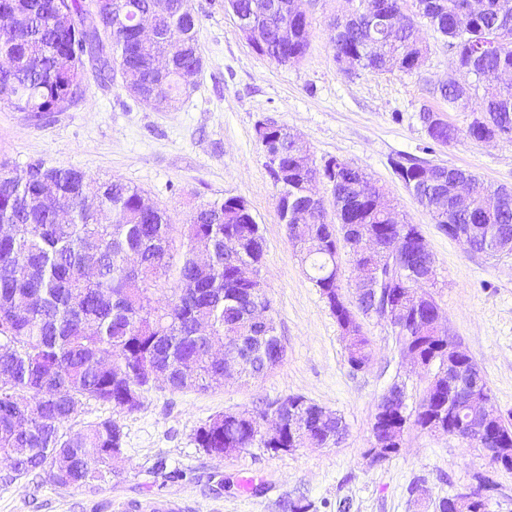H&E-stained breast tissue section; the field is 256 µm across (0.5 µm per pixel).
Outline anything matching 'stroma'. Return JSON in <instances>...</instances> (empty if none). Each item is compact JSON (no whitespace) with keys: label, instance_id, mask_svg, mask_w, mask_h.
<instances>
[{"label":"stroma","instance_id":"35a3bbf8","mask_svg":"<svg viewBox=\"0 0 512 512\" xmlns=\"http://www.w3.org/2000/svg\"><path fill=\"white\" fill-rule=\"evenodd\" d=\"M200 19L202 71L173 110L141 103L122 79L98 83L85 74L82 99L61 112H19L0 104V164L23 171L33 160L75 168L95 179L117 177L165 209L174 225L193 209L227 197L245 199L265 240L261 274L286 355L280 366L248 383L205 392L156 385L142 407L124 413L123 461L97 489L60 488L35 475L4 482L0 512H141L164 496L180 512H423L419 490L438 502L464 490L484 460L467 442L408 426L391 459L370 464L371 423L379 397L393 382L415 408L428 379L404 364L390 327L368 317L373 359L351 369L340 329L319 289L303 272L277 212V188L256 141L255 125L270 118L295 130L316 165L337 158L365 171L394 199L403 221L418 225L436 261L428 287L450 336L481 368L491 405L512 423V253L467 249L433 224L393 171L409 156L477 174L512 188V142L468 138L442 146L427 135L421 107L459 128L470 109L448 106L432 88L454 65L441 35L419 20L426 49L418 72L347 74L335 59L330 23L345 0H307L309 48L294 65L257 54L224 0H187ZM291 395L340 414L345 438L330 448L288 453L263 448L217 457L198 448L197 428L227 411L260 410Z\"/></svg>","mask_w":512,"mask_h":512}]
</instances>
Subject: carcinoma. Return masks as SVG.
I'll return each instance as SVG.
<instances>
[{"instance_id":"1","label":"carcinoma","mask_w":512,"mask_h":512,"mask_svg":"<svg viewBox=\"0 0 512 512\" xmlns=\"http://www.w3.org/2000/svg\"><path fill=\"white\" fill-rule=\"evenodd\" d=\"M266 2V10L256 8L255 0H235V8L266 34L260 55L280 65L299 62L309 36L304 0ZM360 2L364 7L352 18L336 21L334 57H351L371 73L420 69L424 52L413 40L412 26L391 31L399 0ZM479 2L465 13L467 0H417L411 16L428 20L446 41L457 69L474 76L468 84L450 77L435 84L434 91L451 106L465 96L472 114L485 116L460 129L435 122V112L423 109L419 119L437 144L462 137L480 141L493 134L512 140V84L499 81L501 71L512 70V35L499 49L480 51L490 33L512 31V0ZM0 13L10 17L0 27V59L5 61L0 66V103L18 112H60L79 98L85 49L98 39L97 30L85 26L84 0H0ZM143 25L155 30L150 43L138 38ZM99 26L107 34L112 64L96 69L103 83L113 79V67L119 66L172 105L187 93L182 74L203 67L199 19L185 9L184 0H118L115 11L101 15ZM283 28L288 29L286 42L280 35ZM267 129L269 149L277 158V168L269 172L278 188L279 219H288L289 239L341 326L349 315L335 304L341 290L336 251L322 237L320 221L309 227L296 216L308 205V180L325 175L326 169H298L286 126L271 121ZM43 167L41 161L29 163L32 173L26 181L0 169V463L9 467V481L39 471L59 487L94 488L115 474L112 451L123 448L124 431L119 420L107 418L81 432H66L65 425L83 402L132 413L152 388L146 373L153 370L166 372L168 387L176 391L211 389L209 378L224 371V365L209 358V337L196 335L201 319L210 320L214 335L230 344L243 339L260 351L255 364L244 370V379L275 370L284 360L285 347L266 294L255 293L237 277L238 262L246 259L258 267L264 256L260 224L245 199L228 197L198 206L175 238L166 210L142 208L139 188L118 178L95 180L75 168L52 167L48 177L70 211L69 221L60 223L54 206L42 199ZM459 179L471 184L469 201L461 205L454 195ZM91 195L98 205L89 209L85 200ZM419 203L448 237L459 230L472 234L478 253L494 255L486 243L490 230L512 240V190L489 186L470 172L448 169V178L431 185ZM390 208L386 193L354 166L341 174L331 201L319 213L320 219L373 231L387 247L386 255L374 260L381 281L367 299L370 306L393 302L396 289L411 287L396 259L419 228L387 223ZM226 235L240 240L244 256L224 254ZM201 241L214 254L207 271L196 261ZM90 263L96 268L92 277L85 273ZM160 288L170 291L162 306L154 298ZM257 303L265 304L268 320L243 337L246 313ZM433 320L425 314L411 329L395 332L399 350L417 353L431 374L415 415L407 413L406 404L383 394L375 406L372 435L388 436L397 422L425 428L439 407L436 398L448 397V357L456 356L467 368L475 365ZM342 339L350 367L367 368L371 346L362 325ZM186 361L196 363L198 370L190 386L181 374ZM286 401L298 405L311 426L296 447L326 448L332 446V436H345L347 425L338 414L315 418L314 406L304 397L292 395ZM267 412L217 415L197 428L195 441L218 457L226 448H262L255 420ZM473 478L478 485L470 508L462 510L448 497L435 505L437 512H485L484 502L498 491V483L477 472Z\"/></svg>"}]
</instances>
